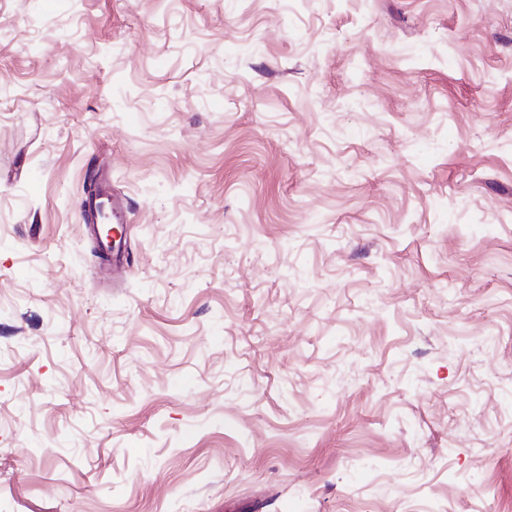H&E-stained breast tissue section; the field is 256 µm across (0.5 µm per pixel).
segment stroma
I'll use <instances>...</instances> for the list:
<instances>
[{
	"label": "stroma",
	"instance_id": "obj_1",
	"mask_svg": "<svg viewBox=\"0 0 512 512\" xmlns=\"http://www.w3.org/2000/svg\"><path fill=\"white\" fill-rule=\"evenodd\" d=\"M0 512H512V0H0Z\"/></svg>",
	"mask_w": 512,
	"mask_h": 512
}]
</instances>
